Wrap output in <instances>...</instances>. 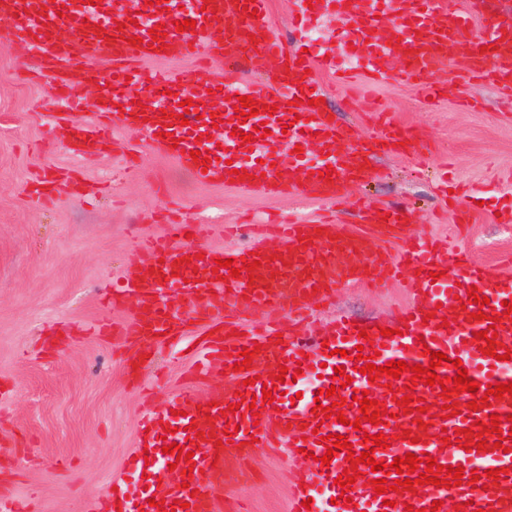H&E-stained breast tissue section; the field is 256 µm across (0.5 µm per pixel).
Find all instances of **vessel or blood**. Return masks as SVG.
Listing matches in <instances>:
<instances>
[{
	"label": "vessel or blood",
	"mask_w": 512,
	"mask_h": 512,
	"mask_svg": "<svg viewBox=\"0 0 512 512\" xmlns=\"http://www.w3.org/2000/svg\"><path fill=\"white\" fill-rule=\"evenodd\" d=\"M297 26L320 14L349 24L348 40L337 42L322 60L304 56V40L284 41L267 30L269 0H0V44L21 43L37 60L53 96L62 106L52 125L55 139L78 157H91L110 140V126L93 119L76 118L72 91L83 83L96 86L103 111L112 115V126L132 127L147 135L148 146L162 148L188 168L202 185L224 187L265 196L292 194L334 203L349 184L371 177L372 151L352 144L349 128L336 124L331 113L317 106L325 90L315 79L316 68L339 74L348 81L362 76L372 84L398 80L438 98L439 71H459L462 79L483 77L512 95V22L495 20L476 27L479 0L466 9L448 13L441 0H297ZM143 21H135V14ZM196 26L180 31L179 21ZM221 25L222 37L213 34ZM163 32L155 44L152 32ZM364 41L367 52H353L349 39ZM206 50L208 55L246 69L276 66L271 84L224 82L200 70L192 87H185L180 71L145 68L152 59L175 60ZM148 90L143 105L132 102L135 90ZM250 97L275 106L274 114L242 118L235 106L239 97ZM192 98L189 110L180 103ZM188 124H181V115ZM266 124V138L242 143L241 133ZM378 141L402 144L404 151L418 145L387 117L374 118ZM302 155H294L295 146ZM208 153L211 163L194 161L192 151ZM360 228L333 221L299 219L286 224H262L259 243L234 252L199 251L189 235L192 224H172L168 234L147 241L146 256L125 275L110 295L123 306L122 322L101 324L105 336H131L150 348L157 333L182 335L184 327L201 325L206 338L194 354L191 380L205 384V396L187 390L168 404L150 406L144 419L139 449L128 460L134 475L145 476L144 488L119 487L113 498L120 512H174L186 503L185 512H217L216 489L224 479L246 470L256 448H284L297 474L288 512H406L407 507L427 512L433 501H442L438 512H447L454 501L456 512H512V451L497 448L498 438L512 436V397H489L486 406L471 410V393L454 398L442 395L441 385L411 384L409 373L399 378L369 380L359 373V355L373 357L376 366L403 360L428 365L429 351L445 353L437 369L440 377H454L453 359L480 386L512 381V360L499 361L480 352L475 332L496 330L497 341L512 349V314L503 301L512 302V279L489 275L466 252L449 253L438 238H423L408 230V215L400 206L363 209ZM276 240L275 250L264 249ZM400 240L401 251L389 248ZM255 262L251 277L217 276L216 259ZM405 277L408 303L393 326L396 336L383 337L377 325H362L340 314L321 333V342L302 351L294 342L299 314L311 305L332 301L335 291L347 285L377 287L382 279ZM476 290L488 297L486 305L467 295ZM263 311L277 313L278 321L242 329L240 319ZM484 319H477V312ZM500 323H492V316ZM368 339H361L360 330ZM253 351L249 369L234 371L233 356L244 348ZM297 371L293 380L278 381L280 367ZM349 369L351 384L333 388L336 367ZM233 375L234 393H226L219 378ZM413 392H406V385ZM271 389L273 403L261 401ZM334 389L343 420H319L315 404L329 406L320 390ZM378 401L392 417L377 427L351 422L361 414V394ZM422 399L424 413L403 412L405 394ZM239 413H229V404ZM501 418L500 432H472L474 422ZM384 434L386 449L372 450L364 435ZM339 434L350 446L339 449L330 465L320 462L327 446L323 436ZM449 447H442L441 437ZM486 440L487 451L476 448ZM177 443L192 452V462H175L163 453L164 443ZM373 452L376 460L391 464L395 457L412 453L435 458L438 464L466 470L458 486L427 483L413 489L388 492L376 498L373 472L361 466L350 496L352 505L337 504L341 488L336 478L347 468L350 454ZM507 468L506 479L488 477V470ZM479 470L471 480L470 470ZM163 501L151 507L150 499ZM311 507H303V500Z\"/></svg>",
	"instance_id": "b4317fda"
}]
</instances>
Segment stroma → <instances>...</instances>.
<instances>
[{
	"label": "stroma",
	"instance_id": "stroma-1",
	"mask_svg": "<svg viewBox=\"0 0 512 512\" xmlns=\"http://www.w3.org/2000/svg\"><path fill=\"white\" fill-rule=\"evenodd\" d=\"M34 67L24 46L0 47V466H11L9 496L27 512H108L113 483L138 445V377L152 380L159 404L183 388L193 360L186 341L156 343L136 371L123 360L127 343L97 331L102 322L123 320L124 309L106 306L104 296L138 262L135 241L165 233L170 204H178L182 223L198 225V245L227 251L251 247L250 224L271 214L313 218L332 211L349 224L352 203L403 204L412 233L447 237L449 251L468 250L493 273L512 277V266L501 263L512 254V223L499 216L512 207V98L492 84L466 86L441 73L446 89L435 101L400 82L360 87V104L348 109L344 90L317 73L328 109L355 127L359 141L374 135L364 109L377 102L421 149L378 153L372 178L350 186L349 207L333 208L200 185L150 147L141 149L138 171H129L126 148L140 138L134 130H115L101 154L76 159L51 133L49 117L59 105ZM445 156L459 184L485 199L463 235L453 201L431 176ZM45 163L75 171L87 198L63 195L49 205L33 199L29 185ZM405 301L396 283L377 291L344 288L334 303L311 306L308 321L322 327L344 313L389 324ZM251 466L252 480L226 485L225 495L238 496L247 512H287L293 472L286 452L257 451Z\"/></svg>",
	"mask_w": 512,
	"mask_h": 512
}]
</instances>
